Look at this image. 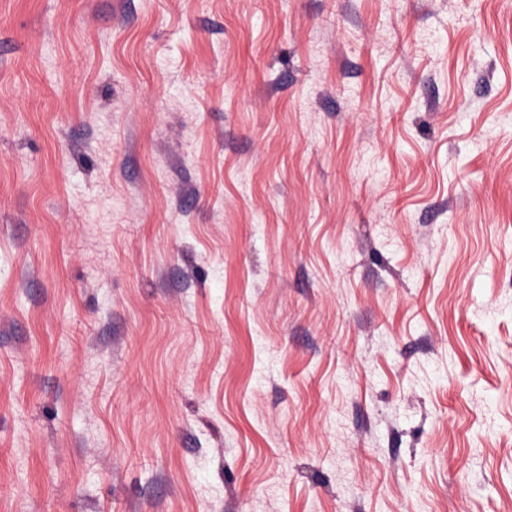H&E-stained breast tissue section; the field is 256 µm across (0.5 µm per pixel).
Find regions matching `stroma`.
<instances>
[{
    "label": "stroma",
    "instance_id": "obj_1",
    "mask_svg": "<svg viewBox=\"0 0 512 512\" xmlns=\"http://www.w3.org/2000/svg\"><path fill=\"white\" fill-rule=\"evenodd\" d=\"M0 512H512V0H0Z\"/></svg>",
    "mask_w": 512,
    "mask_h": 512
}]
</instances>
